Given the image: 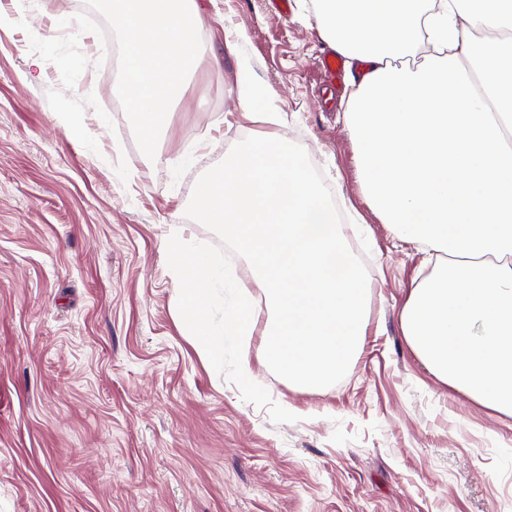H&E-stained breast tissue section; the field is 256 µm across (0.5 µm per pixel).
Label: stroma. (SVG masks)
I'll return each mask as SVG.
<instances>
[{
	"label": "stroma",
	"mask_w": 512,
	"mask_h": 512,
	"mask_svg": "<svg viewBox=\"0 0 512 512\" xmlns=\"http://www.w3.org/2000/svg\"><path fill=\"white\" fill-rule=\"evenodd\" d=\"M202 52L155 159L117 94L114 37L86 33L77 80L97 109L91 152L62 127L43 62L54 21L86 0H34L26 29L0 27V512H512V417L437 379L399 316L431 255L370 207L345 125L354 88L328 87L311 0H196ZM263 85L254 121L240 84ZM248 136L300 144L371 266L369 326L339 383L274 375L252 336L253 379L298 415L273 423L199 355L178 316L165 242L217 243L185 215L198 178Z\"/></svg>",
	"instance_id": "obj_1"
}]
</instances>
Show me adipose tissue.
<instances>
[{"label":"adipose tissue","instance_id":"1","mask_svg":"<svg viewBox=\"0 0 512 512\" xmlns=\"http://www.w3.org/2000/svg\"><path fill=\"white\" fill-rule=\"evenodd\" d=\"M360 64L346 126L372 209L446 253L400 327L442 382L512 415V0H314Z\"/></svg>","mask_w":512,"mask_h":512}]
</instances>
